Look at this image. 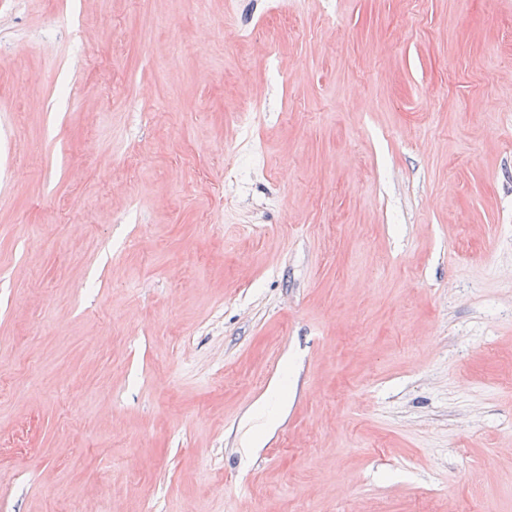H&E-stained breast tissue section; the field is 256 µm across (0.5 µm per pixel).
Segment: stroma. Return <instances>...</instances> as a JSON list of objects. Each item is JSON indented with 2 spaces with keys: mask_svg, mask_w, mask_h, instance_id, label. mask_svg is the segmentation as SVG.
Wrapping results in <instances>:
<instances>
[{
  "mask_svg": "<svg viewBox=\"0 0 512 512\" xmlns=\"http://www.w3.org/2000/svg\"><path fill=\"white\" fill-rule=\"evenodd\" d=\"M429 504L512 512V0H0V512Z\"/></svg>",
  "mask_w": 512,
  "mask_h": 512,
  "instance_id": "35a3bbf8",
  "label": "stroma"
}]
</instances>
